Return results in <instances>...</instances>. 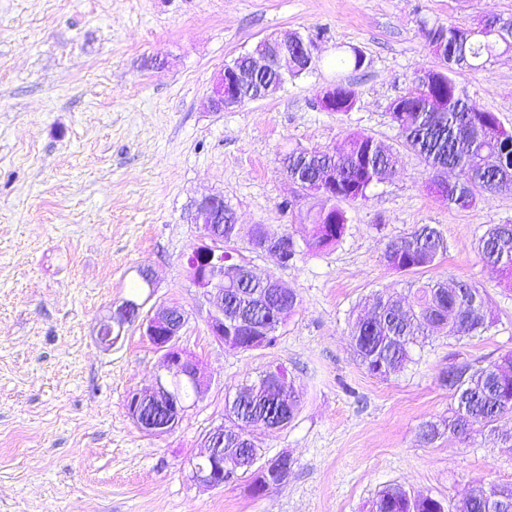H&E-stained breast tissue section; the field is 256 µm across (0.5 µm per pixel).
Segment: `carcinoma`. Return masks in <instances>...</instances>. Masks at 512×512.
Instances as JSON below:
<instances>
[{"instance_id":"carcinoma-1","label":"carcinoma","mask_w":512,"mask_h":512,"mask_svg":"<svg viewBox=\"0 0 512 512\" xmlns=\"http://www.w3.org/2000/svg\"><path fill=\"white\" fill-rule=\"evenodd\" d=\"M429 47L442 57L443 71L433 74L426 92L407 98L400 96L389 116L403 146L421 157L430 169L457 171V183L442 198L461 208L474 206L485 193L512 191V132H505L497 116L479 108L458 88L452 74L458 69H476L496 55L499 48H512V39L498 37L485 27L450 23L425 29ZM365 65L364 55L353 49H338L336 66L356 71ZM439 95L448 99V110L430 112L426 101ZM334 112L350 111L357 100L352 84L339 80L334 91ZM499 158L501 171L482 169L487 155ZM402 158L371 136H357L332 149H294L288 152V178L300 184L312 181L318 172L336 175L332 204L328 210L306 213L312 233L306 241L309 251L317 252L336 244L343 236L346 215L340 203L366 197L367 189L394 173ZM224 246L234 247L242 239L235 213L224 214ZM478 253L493 271L512 277V224H494L478 240ZM447 251L442 234L427 224L391 241L383 259L388 269L411 272L433 265ZM267 287L265 279L255 278L236 289L226 310L246 311L252 294ZM458 294L439 282L429 281L415 289L413 304L404 309L390 295H376L374 315L358 320L350 330L351 346L367 372L387 378L400 372L411 359L412 348L425 341L428 328L445 330L450 336H476L490 327L485 309L486 290L469 283L456 285ZM454 400L448 431L464 436L475 426L493 427L501 415L512 412V352L485 366L452 365L442 377ZM299 391L288 382L284 400L275 401L270 383L264 378L239 388L232 403L225 407L227 428L243 419L256 426L283 428L295 417ZM240 470L246 473L259 459L254 442L241 448ZM291 465L280 460L258 472L260 485L278 486L288 476ZM471 494L464 512H507L499 507L496 491ZM371 512H448L441 500L412 496L397 485H388L372 502Z\"/></svg>"}]
</instances>
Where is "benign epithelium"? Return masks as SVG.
Masks as SVG:
<instances>
[{"label":"benign epithelium","instance_id":"7a95c632","mask_svg":"<svg viewBox=\"0 0 512 512\" xmlns=\"http://www.w3.org/2000/svg\"><path fill=\"white\" fill-rule=\"evenodd\" d=\"M302 39L294 34L287 37L269 36L259 42L257 48L239 62L222 69L214 78L206 98L207 107L213 112H224L279 92L288 79V72L301 66H311L314 50L299 52ZM275 73L279 79L256 85L262 75ZM224 196L207 195L195 201L193 223L199 230L198 244L187 260V270L193 284L208 298L210 304L207 325L215 340L224 342V334L234 335L238 331H257L252 348L267 346L269 333L245 320L239 313L224 312V284H232L239 278L240 264L224 263V242L217 230L222 221ZM269 281L274 289L269 296L254 297L255 309L262 312L278 297L288 296V288L278 279ZM146 301L125 298L113 306L97 322L95 335L98 343L109 349L116 344L128 324L138 323L143 335L156 350L162 352L161 371L151 386L133 393L128 400V411L135 424L152 436L168 433L187 410V404L176 398L173 389L176 383L186 382L193 386L195 399H200L208 387L197 364L180 347L179 337L188 317L177 306H160L143 313ZM240 452L237 448L224 447V426L212 429L205 438V450L197 457L192 467L194 481L207 488L224 485L219 476L224 466H238Z\"/></svg>","mask_w":512,"mask_h":512}]
</instances>
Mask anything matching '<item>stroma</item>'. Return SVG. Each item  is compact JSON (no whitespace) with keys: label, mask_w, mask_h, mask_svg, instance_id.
Here are the masks:
<instances>
[{"label":"stroma","mask_w":512,"mask_h":512,"mask_svg":"<svg viewBox=\"0 0 512 512\" xmlns=\"http://www.w3.org/2000/svg\"><path fill=\"white\" fill-rule=\"evenodd\" d=\"M512 17V0H0V512H369L387 485L431 495L461 512L470 491L512 487V413L498 434L474 428L423 446L426 421L445 425L449 366L484 365L512 351V277L492 272L477 241L512 223V192L471 208L448 205L424 161L404 148L388 105L423 69L442 63L423 25H475ZM317 38L321 64L279 93L209 111L214 76L268 35ZM366 58L336 66L337 47ZM454 80L512 131V53ZM352 84L348 112H326L321 87ZM368 135L402 163L365 198L347 201L342 240L311 253L314 195L296 196L282 169L295 148L330 149ZM223 195L242 228L290 234L287 266L253 250L258 276H275L298 300L274 345L230 351L209 333V303L190 281L195 201ZM295 199L296 206L281 203ZM420 224L448 249L434 266L396 273L389 242ZM151 268L149 306H181L179 343L209 385L174 429L148 435L129 396L148 386L161 354L138 324L105 351L96 318L134 293ZM465 281L488 293L492 324L475 337L429 336L405 368L370 375L350 347V326L374 293L411 299L424 282ZM300 392L287 427L251 428L263 459L291 458L265 495L250 481L200 486L191 462L224 422V403L269 366Z\"/></svg>","instance_id":"35a3bbf8"}]
</instances>
